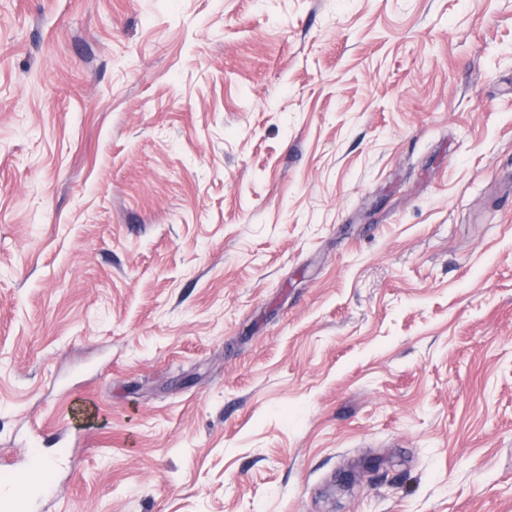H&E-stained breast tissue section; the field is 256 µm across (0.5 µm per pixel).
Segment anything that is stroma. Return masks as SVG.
I'll return each mask as SVG.
<instances>
[{"label":"stroma","instance_id":"1","mask_svg":"<svg viewBox=\"0 0 512 512\" xmlns=\"http://www.w3.org/2000/svg\"><path fill=\"white\" fill-rule=\"evenodd\" d=\"M33 427L44 512H512V0H0Z\"/></svg>","mask_w":512,"mask_h":512}]
</instances>
